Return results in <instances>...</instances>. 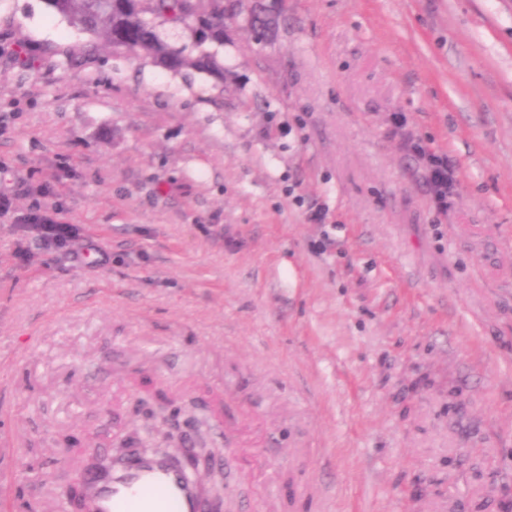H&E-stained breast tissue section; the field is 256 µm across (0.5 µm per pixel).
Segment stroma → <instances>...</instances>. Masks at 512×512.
<instances>
[{
  "label": "stroma",
  "mask_w": 512,
  "mask_h": 512,
  "mask_svg": "<svg viewBox=\"0 0 512 512\" xmlns=\"http://www.w3.org/2000/svg\"><path fill=\"white\" fill-rule=\"evenodd\" d=\"M286 7L219 81L0 0L14 512L156 404L231 449L227 512H512V0ZM415 149L425 156L427 184L435 202L442 208L448 207V200L453 189V172L448 167V162L435 155H426L424 149L419 145H416ZM26 221L25 225L38 230V238L49 246L63 247L74 234L73 224L66 221L57 205L38 207Z\"/></svg>",
  "instance_id": "obj_1"
}]
</instances>
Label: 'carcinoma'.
I'll use <instances>...</instances> for the list:
<instances>
[{"mask_svg": "<svg viewBox=\"0 0 512 512\" xmlns=\"http://www.w3.org/2000/svg\"><path fill=\"white\" fill-rule=\"evenodd\" d=\"M46 5L91 38L114 50H134L174 73L205 72L224 78V66L208 46H222L224 23L245 22L255 35L275 36L285 17V0H246L237 14L224 18V0H46ZM165 24L189 32L191 46L174 48L161 37Z\"/></svg>", "mask_w": 512, "mask_h": 512, "instance_id": "1", "label": "carcinoma"}]
</instances>
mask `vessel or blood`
Here are the masks:
<instances>
[{
	"label": "vessel or blood",
	"instance_id": "obj_1",
	"mask_svg": "<svg viewBox=\"0 0 512 512\" xmlns=\"http://www.w3.org/2000/svg\"><path fill=\"white\" fill-rule=\"evenodd\" d=\"M79 486L86 512H209L211 507L199 484L180 468L133 448L107 469L83 467Z\"/></svg>",
	"mask_w": 512,
	"mask_h": 512
}]
</instances>
